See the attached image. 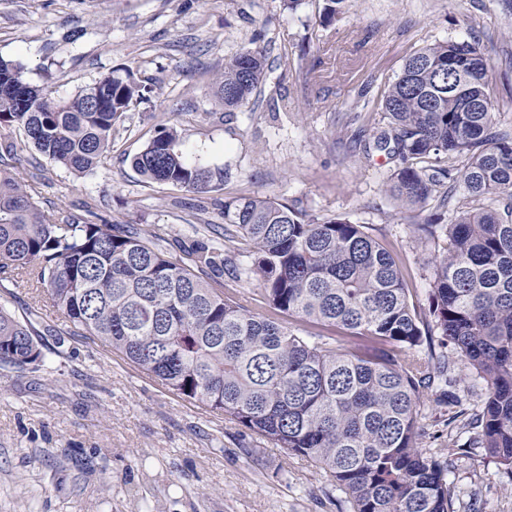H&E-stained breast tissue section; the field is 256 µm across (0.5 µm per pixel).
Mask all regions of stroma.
Returning a JSON list of instances; mask_svg holds the SVG:
<instances>
[{"label":"stroma","instance_id":"1","mask_svg":"<svg viewBox=\"0 0 512 512\" xmlns=\"http://www.w3.org/2000/svg\"><path fill=\"white\" fill-rule=\"evenodd\" d=\"M324 0H0V58L54 98L112 70L152 85L112 147L81 176L49 160L25 167L38 204L99 224L162 229L160 247L191 262L217 241L224 204L266 196L317 219L365 225L396 253L411 299L428 310L435 254L445 238L419 226L431 207L400 209L395 169L362 140L383 125L384 85L405 58L447 39L476 42L488 64L493 110L512 131V0H346L322 24ZM269 82L253 105L224 111L215 78L255 32ZM180 133L187 158L219 172L208 192L145 183L131 166L157 129ZM213 231H206L204 223ZM0 307L28 321L39 370L0 367V512H352L323 470L188 402L121 353L70 327L26 277L0 283ZM460 407L422 399L427 454L453 449L455 512H512V473L479 443L480 387ZM463 410L465 428L448 418Z\"/></svg>","mask_w":512,"mask_h":512}]
</instances>
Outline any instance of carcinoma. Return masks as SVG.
I'll return each instance as SVG.
<instances>
[{
    "mask_svg": "<svg viewBox=\"0 0 512 512\" xmlns=\"http://www.w3.org/2000/svg\"><path fill=\"white\" fill-rule=\"evenodd\" d=\"M344 2L325 0L322 22H335ZM270 69L260 49L224 60L220 104H251ZM22 70L0 60V129L19 134L0 154V281L24 272L74 329L311 461L354 512H454L451 460L420 447L418 420L435 381H462L449 349L483 382L484 447L512 468V133L494 127L475 44L450 38L410 54L381 94L388 124L366 147L399 161L391 198L406 208L434 203L430 234L448 239L433 266L429 321L410 303L398 259L347 218L319 221L268 197H235L224 204V243L198 244L188 266L158 247V227L82 224L42 210L10 161L33 149L75 175L91 171L146 86L113 71L57 99ZM471 101L486 107L473 112ZM178 145L177 129L164 127L133 166L151 183L208 190L211 172ZM241 240L252 259L245 274L268 300L264 315L195 273L239 278L225 250ZM36 335L0 307V365L38 369Z\"/></svg>",
    "mask_w": 512,
    "mask_h": 512,
    "instance_id": "cac0c4a2",
    "label": "carcinoma"
}]
</instances>
